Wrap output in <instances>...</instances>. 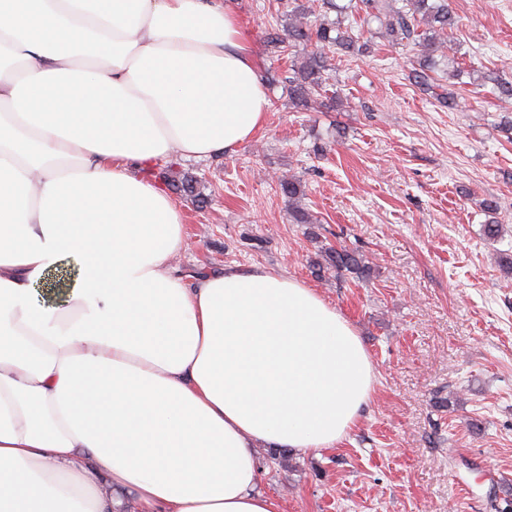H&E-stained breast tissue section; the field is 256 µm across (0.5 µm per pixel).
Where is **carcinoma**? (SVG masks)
I'll return each mask as SVG.
<instances>
[{
  "label": "carcinoma",
  "mask_w": 512,
  "mask_h": 512,
  "mask_svg": "<svg viewBox=\"0 0 512 512\" xmlns=\"http://www.w3.org/2000/svg\"><path fill=\"white\" fill-rule=\"evenodd\" d=\"M403 2L404 5L398 8L395 0H349L342 7L336 4V0H312L308 6L301 0H289L288 10L281 12L286 23L280 29L268 28L265 31L266 41L291 59L296 57V48L301 45L313 42L321 45L319 51L308 54L298 63L291 62L288 68L285 81L296 111L316 108L334 111L342 106L338 90L329 82L331 63L328 53L341 54L351 60L369 53V43L360 41L352 26L343 25L339 19H328L332 11L361 15L367 21L377 20L384 27L380 36L387 42L412 47L417 61L409 79L422 91L435 96L445 107L453 108L454 96L448 93L443 81H459L465 75L475 82L494 83L499 99L512 100V81H503L491 71L466 70L455 57L443 53L444 44L454 42L457 29L449 0ZM278 189L293 204L302 196V185L294 178L280 181ZM326 257L328 266L316 268L318 276L326 268L334 270L338 277L348 272L363 278L370 272L364 256L356 251L330 248Z\"/></svg>",
  "instance_id": "carcinoma-1"
}]
</instances>
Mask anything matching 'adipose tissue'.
<instances>
[{
	"instance_id": "1",
	"label": "adipose tissue",
	"mask_w": 512,
	"mask_h": 512,
	"mask_svg": "<svg viewBox=\"0 0 512 512\" xmlns=\"http://www.w3.org/2000/svg\"><path fill=\"white\" fill-rule=\"evenodd\" d=\"M269 109L229 0H0V512H281L255 448L356 424L355 327L263 267L189 283L182 211L144 176ZM67 257V305H39ZM77 271L78 262L75 259H63L36 285L34 294L37 301L44 306H61L75 286ZM60 283L62 285H58Z\"/></svg>"
}]
</instances>
